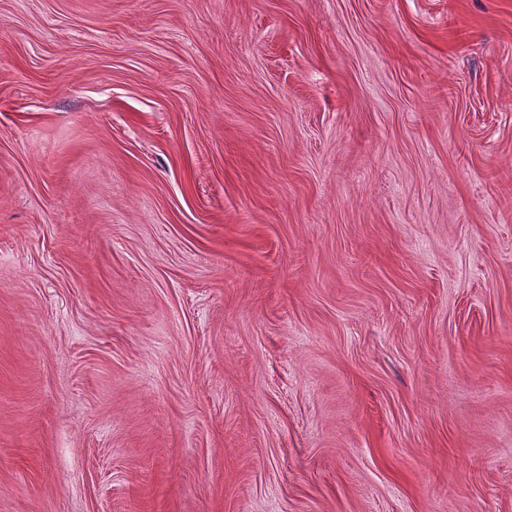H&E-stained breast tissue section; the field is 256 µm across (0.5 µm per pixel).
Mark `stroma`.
I'll list each match as a JSON object with an SVG mask.
<instances>
[{"label":"stroma","mask_w":512,"mask_h":512,"mask_svg":"<svg viewBox=\"0 0 512 512\" xmlns=\"http://www.w3.org/2000/svg\"><path fill=\"white\" fill-rule=\"evenodd\" d=\"M0 512H512V0H0Z\"/></svg>","instance_id":"1"}]
</instances>
